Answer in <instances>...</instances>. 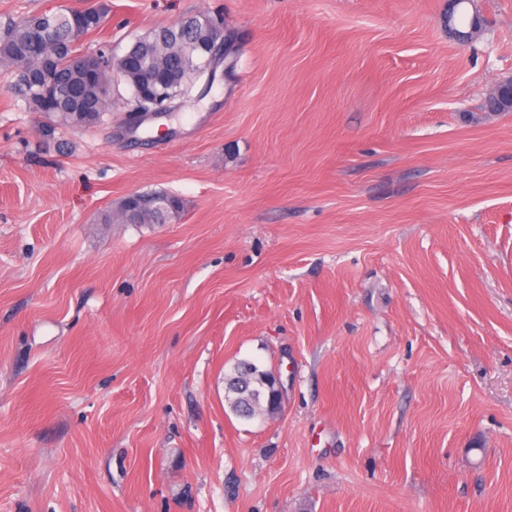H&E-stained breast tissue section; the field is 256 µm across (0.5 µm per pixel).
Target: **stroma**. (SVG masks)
<instances>
[{"mask_svg":"<svg viewBox=\"0 0 512 512\" xmlns=\"http://www.w3.org/2000/svg\"><path fill=\"white\" fill-rule=\"evenodd\" d=\"M233 36L164 136L0 72V512H512V0H110ZM185 204L101 224L128 194ZM274 368L244 421L224 374ZM486 107L492 112H500L504 109L512 111V77L498 81L493 91L486 99ZM166 193L163 191L140 192L141 206L138 208L139 214L132 224H160L168 215H170V220L178 214L183 209L182 201L177 197H169ZM165 199H168V206L167 210L162 213L160 207L165 205L163 202ZM275 371L250 360L234 363L224 374V400L237 418L252 420L272 415L281 403Z\"/></svg>","mask_w":512,"mask_h":512,"instance_id":"35a3bbf8","label":"stroma"}]
</instances>
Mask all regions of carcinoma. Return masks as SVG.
Returning <instances> with one entry per match:
<instances>
[{"label":"carcinoma","mask_w":512,"mask_h":512,"mask_svg":"<svg viewBox=\"0 0 512 512\" xmlns=\"http://www.w3.org/2000/svg\"><path fill=\"white\" fill-rule=\"evenodd\" d=\"M109 14L106 7L89 21L79 9L64 6L52 19L41 13L0 22V70L14 72L26 64L38 71L47 52L64 48V53L52 57L57 78L62 83L73 82L78 99L95 104L97 109L95 113H85L82 120L85 127L112 111V87L117 79L129 88L132 105L145 94L156 96L167 92L171 98L184 100L196 92L201 95L208 92L198 83L199 54L202 47L217 39L220 25L208 13L196 14L138 37L127 60H112L91 82L73 81V62L69 61V56L81 52L82 34L100 31ZM19 93L29 111L47 112L56 118L59 126H78L70 113L75 98L48 99L37 87L27 92L21 89ZM139 197L141 206L134 220L136 224H160L167 216H174L183 209L179 198L169 197L163 191L141 192ZM224 400L239 419L252 420L273 414L281 403L275 371L250 360L234 363L230 372L224 374Z\"/></svg>","instance_id":"obj_1"}]
</instances>
